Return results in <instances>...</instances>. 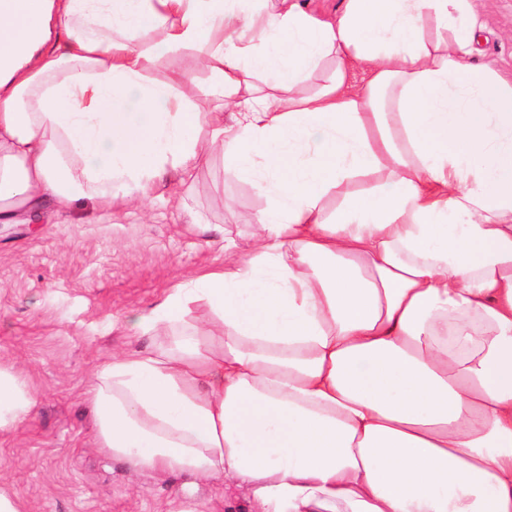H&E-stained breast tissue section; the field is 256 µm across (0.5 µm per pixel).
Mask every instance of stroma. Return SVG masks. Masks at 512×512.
<instances>
[{
	"label": "stroma",
	"mask_w": 512,
	"mask_h": 512,
	"mask_svg": "<svg viewBox=\"0 0 512 512\" xmlns=\"http://www.w3.org/2000/svg\"><path fill=\"white\" fill-rule=\"evenodd\" d=\"M486 32L481 61L512 77V0H474ZM187 211L170 183L146 209L83 205L56 224H0V362L27 377L35 405L0 432V488L29 512H251L243 493L172 474L134 477L95 444L85 391L112 353L144 350L128 331L166 288L224 259V237L246 245L266 205L249 180L214 154L187 182ZM201 223L190 221L191 214Z\"/></svg>",
	"instance_id": "stroma-1"
}]
</instances>
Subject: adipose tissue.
Here are the masks:
<instances>
[{
	"label": "adipose tissue",
	"mask_w": 512,
	"mask_h": 512,
	"mask_svg": "<svg viewBox=\"0 0 512 512\" xmlns=\"http://www.w3.org/2000/svg\"><path fill=\"white\" fill-rule=\"evenodd\" d=\"M344 2L0 0V224L222 152L267 200L252 242L127 320L154 344L94 373L98 448L253 512H512V80L472 0ZM34 405L0 365V431ZM208 83V73L202 70H196L194 84L185 88V92L205 110H209L214 104L212 98L204 95Z\"/></svg>",
	"instance_id": "ef3b65f1"
}]
</instances>
